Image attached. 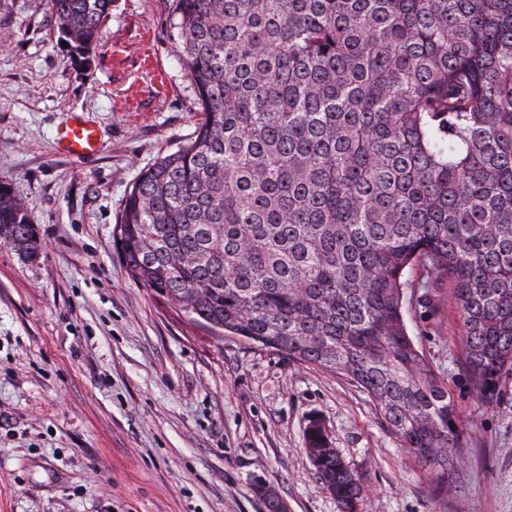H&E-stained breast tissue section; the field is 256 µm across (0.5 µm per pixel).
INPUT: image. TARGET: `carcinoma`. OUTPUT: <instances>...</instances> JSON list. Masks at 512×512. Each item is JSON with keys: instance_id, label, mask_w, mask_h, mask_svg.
Wrapping results in <instances>:
<instances>
[{"instance_id": "cac0c4a2", "label": "carcinoma", "mask_w": 512, "mask_h": 512, "mask_svg": "<svg viewBox=\"0 0 512 512\" xmlns=\"http://www.w3.org/2000/svg\"><path fill=\"white\" fill-rule=\"evenodd\" d=\"M112 0H50L87 64ZM202 117L140 172L113 245L215 334L337 372L439 487L463 462L448 383L405 319L406 275L447 280L476 393L512 371V0H170ZM0 239L41 242L0 178ZM338 512L360 476L304 435Z\"/></svg>"}]
</instances>
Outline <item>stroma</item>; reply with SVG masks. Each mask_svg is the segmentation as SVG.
I'll return each instance as SVG.
<instances>
[{"label":"stroma","instance_id":"obj_1","mask_svg":"<svg viewBox=\"0 0 512 512\" xmlns=\"http://www.w3.org/2000/svg\"><path fill=\"white\" fill-rule=\"evenodd\" d=\"M0 178L43 244L0 242V512H337L304 451L310 420L363 478L359 512H512V372L476 395L448 283L408 275L405 318L466 425L459 474L433 488L345 377L215 336L156 301L112 246L139 172L194 131L168 0H112L90 65L49 0H0ZM83 113L98 151L55 148Z\"/></svg>","mask_w":512,"mask_h":512}]
</instances>
